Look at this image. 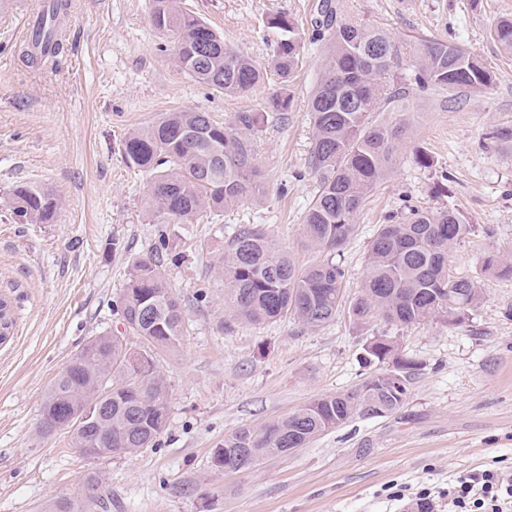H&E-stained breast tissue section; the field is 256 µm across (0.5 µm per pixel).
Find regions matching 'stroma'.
<instances>
[{
  "label": "stroma",
  "instance_id": "35a3bbf8",
  "mask_svg": "<svg viewBox=\"0 0 512 512\" xmlns=\"http://www.w3.org/2000/svg\"><path fill=\"white\" fill-rule=\"evenodd\" d=\"M38 0L0 12V197L18 183L48 187L58 200L52 224H17L0 206V298L13 311L0 342V512H41L80 494L98 472L107 504L86 512H418L415 493L446 491L460 472L512 471V276L487 274L489 254L512 259V151L489 137L512 127V54L488 32L512 0H338L350 19L395 37L411 72L410 37L459 43L492 67L484 93L410 91L401 117L410 127L388 179L355 217L342 250L346 299L364 281L378 225L410 207L453 208L476 232L448 255V273L479 280L484 300L460 326L353 323L348 308L311 330L292 319L245 324L224 302L217 265L232 232L258 224L297 266L323 260L306 247L303 220L318 182L310 167V96L326 55L312 21L320 0H182L226 44L266 64L288 15L302 34L288 85L291 104L265 121L256 142L260 187L220 215H197L159 229L144 208L147 176L122 158L125 132L166 113L199 109L220 123L257 112L276 89L269 80L245 97L201 86L172 59L171 37L151 22L152 0H68L64 51L56 64L19 58L23 22ZM431 158L418 164L417 148ZM166 232L160 271L179 300L185 331L160 356L169 417L156 447L90 459L66 434L39 430L44 395L57 372L89 340L123 331L117 301L133 261ZM396 337L421 362L399 412L354 418L290 454L227 473L211 463L225 434L287 416L314 399L358 389L372 373L370 336ZM408 496H390L391 486Z\"/></svg>",
  "mask_w": 512,
  "mask_h": 512
}]
</instances>
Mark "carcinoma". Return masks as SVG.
<instances>
[{
    "instance_id": "1",
    "label": "carcinoma",
    "mask_w": 512,
    "mask_h": 512,
    "mask_svg": "<svg viewBox=\"0 0 512 512\" xmlns=\"http://www.w3.org/2000/svg\"><path fill=\"white\" fill-rule=\"evenodd\" d=\"M66 4L50 0L35 34L33 49L24 51L34 65L64 50L57 19ZM317 35L328 38L329 50L312 93L314 133L310 164L319 188L307 210L303 230L307 244L326 253L321 263L299 269L258 224L240 226L229 239L219 265L224 300L234 319L269 323L292 318L306 328H319L336 318L342 299L344 270L336 255L355 234L354 218L368 193L392 172L407 126L391 124L384 113L400 112L407 79L398 73V46L383 27L338 18L331 0H322ZM154 27L174 36L173 59L197 83L229 96H246L264 80L251 57L224 42L217 30L180 6V0H152ZM269 25L280 30L269 67L280 87L268 96L262 112H239L221 124L207 112H168L152 124L132 128L122 139L125 163L149 174L147 205L153 223L178 224L204 212L216 213L259 189L253 140L265 117L288 110V79L298 64L301 36L286 15ZM489 37L512 52V17L499 20ZM412 80L418 90L480 92L493 82L492 71L478 56L454 42L419 38ZM19 224H51L57 198L32 183L17 184L4 199ZM476 231L455 209L411 208L379 225L371 241L365 280L351 302L353 320L375 319L396 326L440 320L450 326L469 321L483 300L478 281L448 275V253ZM166 246L159 244L137 258L129 272L120 304L125 331L142 340L135 362L123 339L107 335L87 342L56 374L46 391L49 417L68 414L79 419L89 401L102 395V381L115 379L105 406L109 412L72 432L68 445L88 448L86 456L135 454L158 445L169 410V386L158 364L161 352H174L185 329L179 301L159 267ZM484 272L512 274V264L495 255L484 260ZM365 360L384 370L373 373L358 391L323 395L286 418L260 429L241 427L226 435L212 453V465L242 455L249 470L292 446L311 440L355 417H378L376 406L400 411L420 364L399 351L388 336H372ZM43 512H80L78 501L59 498Z\"/></svg>"
}]
</instances>
